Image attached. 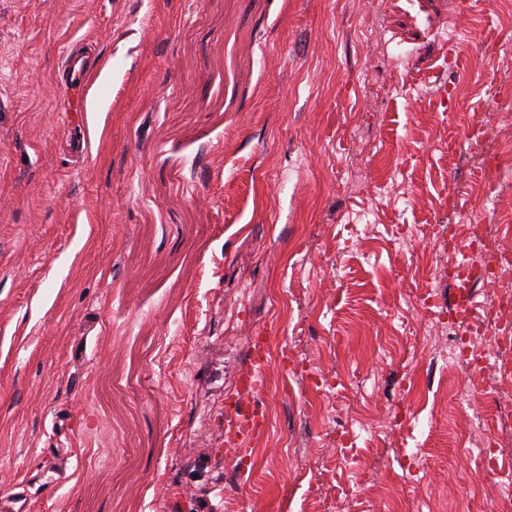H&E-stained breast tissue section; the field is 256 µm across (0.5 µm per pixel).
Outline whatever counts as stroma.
I'll use <instances>...</instances> for the list:
<instances>
[{
  "label": "stroma",
  "instance_id": "obj_1",
  "mask_svg": "<svg viewBox=\"0 0 512 512\" xmlns=\"http://www.w3.org/2000/svg\"><path fill=\"white\" fill-rule=\"evenodd\" d=\"M459 2L0 0V492L26 483L34 512H476L482 472L512 484V377L458 405L468 368L416 347L408 301L452 296L435 225L512 218V161L484 208L469 151L512 119V12ZM77 41L94 66L66 120ZM262 331L250 463L226 399ZM312 455L327 470L281 466ZM52 457L69 478L49 490Z\"/></svg>",
  "mask_w": 512,
  "mask_h": 512
}]
</instances>
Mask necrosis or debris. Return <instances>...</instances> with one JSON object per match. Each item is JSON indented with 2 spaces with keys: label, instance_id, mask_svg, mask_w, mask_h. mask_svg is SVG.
Listing matches in <instances>:
<instances>
[{
  "label": "necrosis or debris",
  "instance_id": "1",
  "mask_svg": "<svg viewBox=\"0 0 512 512\" xmlns=\"http://www.w3.org/2000/svg\"><path fill=\"white\" fill-rule=\"evenodd\" d=\"M464 240L468 256L456 257L453 241ZM436 245L449 260L440 265L439 274L457 289H472L484 281L497 283L495 297L482 316L462 314L451 309L438 310L431 297L418 299L424 315L420 341L434 346L437 358L448 365L467 361L473 370L505 373L511 353L499 347L484 348L488 335H498L512 326V252L499 243L498 235L483 224H444L437 232Z\"/></svg>",
  "mask_w": 512,
  "mask_h": 512
}]
</instances>
